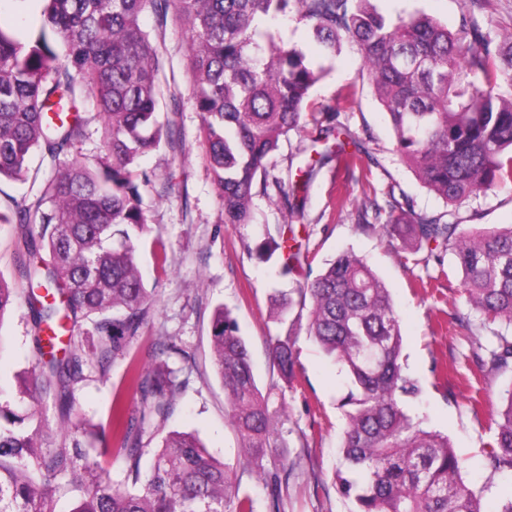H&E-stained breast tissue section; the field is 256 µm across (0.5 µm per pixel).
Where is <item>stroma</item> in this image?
<instances>
[{"instance_id":"1","label":"stroma","mask_w":512,"mask_h":512,"mask_svg":"<svg viewBox=\"0 0 512 512\" xmlns=\"http://www.w3.org/2000/svg\"><path fill=\"white\" fill-rule=\"evenodd\" d=\"M381 13L395 17L421 11L458 29L470 8L469 0H373ZM145 29L156 37L160 72V119L169 140L139 159L152 174L143 188L148 220L161 237L167 262L155 264L151 247L141 257L143 281L152 289L154 307L140 336L129 346L127 358L116 360L108 376L85 366L84 380L75 392L77 406L92 424L112 428V403L121 399L134 408L136 399L128 378L130 363L149 362L156 342L169 343L165 358L176 370L181 392L166 423L167 429L195 431L210 452L235 462L240 442L227 422L224 388L211 361V319L224 305L237 319L252 353L261 388L278 380L269 350L277 327L268 318L272 289L294 290L307 274H318L340 251L364 256L385 282L403 319V358L407 374L417 381L418 395L406 403L410 414L424 418L428 429L447 434L465 463V477L483 489L487 501L512 494V474L489 475L484 454L491 448L495 427L492 413L501 393L512 382V371L479 374L473 362L477 345L466 330L450 320L467 317L479 326L480 316L466 300L459 277L444 278L437 264H425L424 253L400 259L401 237L390 236L382 224H362L358 216L372 202H384L388 189L406 195L416 213L436 216L444 201L422 186L395 151V135L371 85L356 44L343 43L335 57L324 60L327 70L312 89L309 111L334 112L348 123L360 148L354 167L333 161L317 170L305 194L307 203L301 235L311 267L284 276L277 258L259 259L245 249L256 240L262 225L283 223L281 202L256 194L254 221L247 226L225 223L213 173L206 157L188 66L191 33L176 9L165 21L154 11L143 16ZM35 183L54 175L51 161L33 158ZM32 183V184H35ZM32 184L0 180V211L13 213L31 204ZM459 217L467 227L512 225V188L495 186L465 201ZM29 227L0 224V277L19 295L4 324L6 349L0 354V401L17 411L27 408L16 376L32 370L39 359L35 325L25 300L28 286L22 266L28 262ZM299 364L292 389L286 392L288 446L295 461L282 495L281 512H354V503L336 489L334 472L340 464L345 420L339 401L346 378L307 336H300ZM481 390V404L471 407L468 379Z\"/></svg>"}]
</instances>
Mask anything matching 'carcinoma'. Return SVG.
<instances>
[{"mask_svg":"<svg viewBox=\"0 0 512 512\" xmlns=\"http://www.w3.org/2000/svg\"><path fill=\"white\" fill-rule=\"evenodd\" d=\"M43 22L30 35L0 28V177L28 179L33 154L56 161L83 136V95L107 118L106 157L94 165L74 159L40 189L36 200L0 223L37 224L38 243L25 265L28 300L48 351L20 380L31 409L0 406V512H56L57 497L73 496L69 512H255L250 491L230 466L213 457L194 432L169 431L142 478L143 448L164 430L180 385L159 360L130 366L137 408L112 407L114 448L128 462L125 480L88 457L104 436L86 428L76 407L83 366L101 376L148 321L153 301L140 272V246L153 227L141 186L150 182L138 160L165 142L159 119L157 49L141 23L148 10L174 6L189 26L196 110L207 159L224 207V223H253L255 186L274 188L292 218L304 216L306 188L316 167L349 153L353 133L332 114L313 118L315 136L298 153H314L298 179L271 174L265 160L280 138L299 128L311 88L325 70L285 43L272 22L295 15L322 54L356 43L379 102L395 133V151L427 190L450 209L421 217L394 189L375 218L427 246L438 266L452 255L468 303L485 328L512 329V226L471 231L452 207L496 185L512 184V40L499 41L471 12L460 28L423 14L388 18L371 0H38ZM51 208L45 209V203ZM258 258L279 253L286 275L307 258L293 222L265 227ZM307 317H290L293 301L272 294L271 319L280 332L270 350L280 392L291 387L301 327L346 373V419L340 446L339 492L356 512H512V496L493 507L463 477V461L448 436L428 431L405 411L418 385L401 363V318L389 288L367 261L341 252L298 288ZM16 292L0 277V324ZM93 315L96 339L75 340L78 313ZM307 323H301V320ZM480 371L512 368V334L492 331ZM212 364L224 385L231 425L241 441L239 464L270 488V512H280L288 482V416L262 392L248 344L231 312L212 319ZM58 404L62 434L43 446L47 397ZM495 446L485 468L512 471V382L502 392Z\"/></svg>","mask_w":512,"mask_h":512,"instance_id":"cac0c4a2","label":"carcinoma"}]
</instances>
